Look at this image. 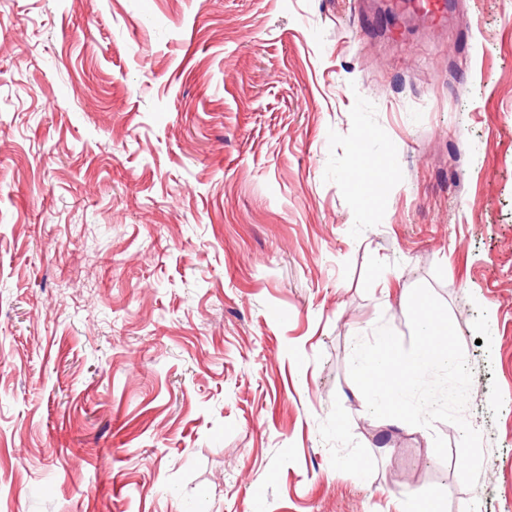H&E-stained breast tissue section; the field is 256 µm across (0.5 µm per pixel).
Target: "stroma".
Returning a JSON list of instances; mask_svg holds the SVG:
<instances>
[{
    "mask_svg": "<svg viewBox=\"0 0 512 512\" xmlns=\"http://www.w3.org/2000/svg\"><path fill=\"white\" fill-rule=\"evenodd\" d=\"M395 154L361 205L356 149ZM427 285L460 429L369 414ZM512 512V0H0V512ZM409 5L414 6L421 13L428 15L437 24L447 22L446 1L441 0H418V1H392V8L396 11H402Z\"/></svg>",
    "mask_w": 512,
    "mask_h": 512,
    "instance_id": "obj_1",
    "label": "stroma"
}]
</instances>
